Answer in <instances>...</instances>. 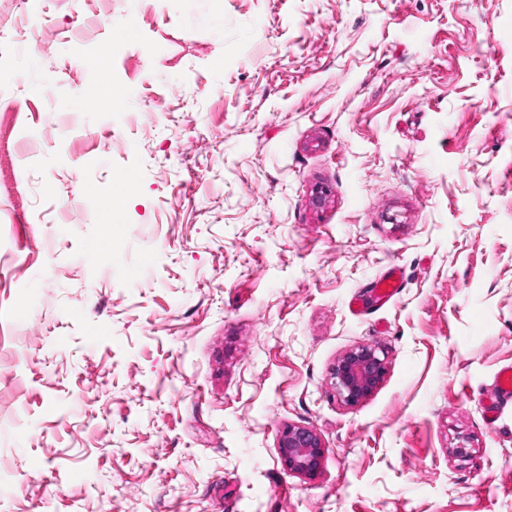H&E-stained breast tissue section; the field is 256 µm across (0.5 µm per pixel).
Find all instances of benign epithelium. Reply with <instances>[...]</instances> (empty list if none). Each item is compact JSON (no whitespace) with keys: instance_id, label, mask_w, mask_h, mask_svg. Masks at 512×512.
Masks as SVG:
<instances>
[{"instance_id":"7a95c632","label":"benign epithelium","mask_w":512,"mask_h":512,"mask_svg":"<svg viewBox=\"0 0 512 512\" xmlns=\"http://www.w3.org/2000/svg\"><path fill=\"white\" fill-rule=\"evenodd\" d=\"M386 375L384 352L376 346L362 345L344 353L330 372V383L347 405H356L380 387ZM279 448L288 468L312 476L319 470L325 454L317 434L304 426H288L280 433Z\"/></svg>"}]
</instances>
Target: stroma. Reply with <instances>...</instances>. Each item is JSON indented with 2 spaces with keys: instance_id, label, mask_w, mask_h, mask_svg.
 I'll list each match as a JSON object with an SVG mask.
<instances>
[{
  "instance_id": "35a3bbf8",
  "label": "stroma",
  "mask_w": 512,
  "mask_h": 512,
  "mask_svg": "<svg viewBox=\"0 0 512 512\" xmlns=\"http://www.w3.org/2000/svg\"><path fill=\"white\" fill-rule=\"evenodd\" d=\"M510 364L512 0H0V512H512ZM99 82L86 90L85 94L88 97H95L97 99H109L112 101L99 102L100 108H107V110H120L124 106V102L127 99L122 90L112 84L109 76L110 71V59L112 55V45H103L99 51ZM88 100L90 102L89 109L97 110L99 107L96 106V100ZM402 277L397 271H393L387 277L381 278L371 286L374 300L379 303L394 297L402 288ZM386 375L384 352L376 346L362 345L350 349L336 361L330 383L347 405H356L380 387ZM512 401V366L501 368L496 375V384L493 396L485 406V416L488 422L493 423L499 408ZM279 448L290 470L308 476L316 474L325 454L320 438L304 426L285 427L280 433Z\"/></svg>"
}]
</instances>
